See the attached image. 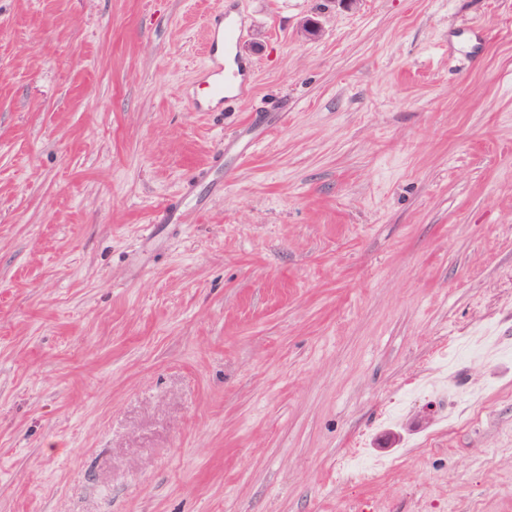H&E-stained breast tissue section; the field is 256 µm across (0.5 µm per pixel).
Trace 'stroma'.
<instances>
[{"instance_id":"obj_1","label":"stroma","mask_w":512,"mask_h":512,"mask_svg":"<svg viewBox=\"0 0 512 512\" xmlns=\"http://www.w3.org/2000/svg\"><path fill=\"white\" fill-rule=\"evenodd\" d=\"M479 336L512 0H0V512H512ZM227 16L224 10L215 9L205 19L207 28L208 51L206 62L199 72L197 87L207 90L206 98H194L197 109L201 112H209L220 101L224 100V88L235 83L238 71L224 65V32L226 41L237 39L241 32V26L236 22H225Z\"/></svg>"}]
</instances>
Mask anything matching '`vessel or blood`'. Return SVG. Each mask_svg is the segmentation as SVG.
I'll return each instance as SVG.
<instances>
[{
    "label": "vessel or blood",
    "instance_id": "1",
    "mask_svg": "<svg viewBox=\"0 0 512 512\" xmlns=\"http://www.w3.org/2000/svg\"><path fill=\"white\" fill-rule=\"evenodd\" d=\"M208 51L206 62L199 72L198 87L207 91L205 97L196 99L199 111H210L213 104L224 98V89L235 82L237 73L224 63V43L237 39L242 29L237 23L226 19L222 9H215L205 19Z\"/></svg>",
    "mask_w": 512,
    "mask_h": 512
}]
</instances>
